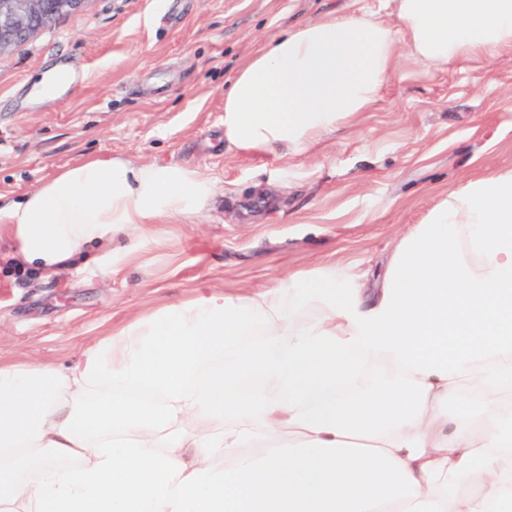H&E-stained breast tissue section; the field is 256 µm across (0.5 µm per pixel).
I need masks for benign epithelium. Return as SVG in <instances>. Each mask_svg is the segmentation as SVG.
<instances>
[{"label": "benign epithelium", "mask_w": 512, "mask_h": 512, "mask_svg": "<svg viewBox=\"0 0 512 512\" xmlns=\"http://www.w3.org/2000/svg\"><path fill=\"white\" fill-rule=\"evenodd\" d=\"M89 0H0V52L27 40Z\"/></svg>", "instance_id": "benign-epithelium-1"}]
</instances>
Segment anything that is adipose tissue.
I'll use <instances>...</instances> for the list:
<instances>
[{
    "instance_id": "ef3b65f1",
    "label": "adipose tissue",
    "mask_w": 512,
    "mask_h": 512,
    "mask_svg": "<svg viewBox=\"0 0 512 512\" xmlns=\"http://www.w3.org/2000/svg\"><path fill=\"white\" fill-rule=\"evenodd\" d=\"M266 40L224 92L240 152L311 151L426 69L512 53V0H388ZM223 190L89 157L0 203L45 276L133 254ZM0 512H512V169L470 179L361 282L324 267L204 293L70 365L0 362Z\"/></svg>"
}]
</instances>
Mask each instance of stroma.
Segmentation results:
<instances>
[{"label":"stroma","instance_id":"1","mask_svg":"<svg viewBox=\"0 0 512 512\" xmlns=\"http://www.w3.org/2000/svg\"><path fill=\"white\" fill-rule=\"evenodd\" d=\"M387 17L385 0H90L0 53V198L67 165L122 155L188 165L224 189L195 224L132 255L52 279L0 264V360L67 365L128 320L201 293L259 288L297 269L377 274L401 234L469 179L512 168V53L424 72L402 55L382 99L314 150L224 146V90L266 39L326 13ZM80 73L29 101L46 71Z\"/></svg>","mask_w":512,"mask_h":512}]
</instances>
